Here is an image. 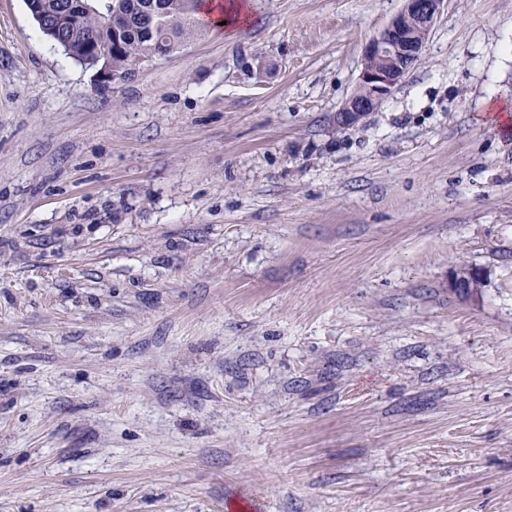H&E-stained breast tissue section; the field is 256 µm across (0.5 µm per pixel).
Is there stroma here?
I'll return each instance as SVG.
<instances>
[{
	"instance_id": "stroma-1",
	"label": "stroma",
	"mask_w": 512,
	"mask_h": 512,
	"mask_svg": "<svg viewBox=\"0 0 512 512\" xmlns=\"http://www.w3.org/2000/svg\"><path fill=\"white\" fill-rule=\"evenodd\" d=\"M249 2L108 84L0 0V512H512V0L352 129L403 0ZM220 7L221 10L219 11V13H224L223 16L219 15L218 17H216L215 20H213L212 13L215 7H210L207 17L204 18L206 21L211 22L212 26H216L217 28H222L224 30V28H227L229 26H238L242 22H246L247 15L245 12V6H243L240 2L232 4L225 11L224 6L220 5ZM234 14H236V17L233 19ZM222 21H226V25H220V22ZM484 286L483 275L478 269L461 265L452 271L449 288L461 299L478 298Z\"/></svg>"
}]
</instances>
